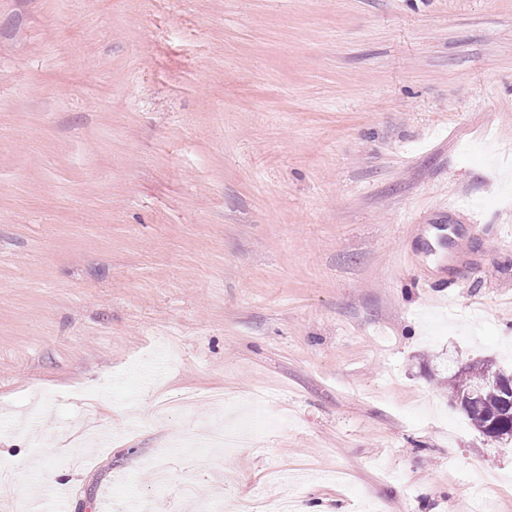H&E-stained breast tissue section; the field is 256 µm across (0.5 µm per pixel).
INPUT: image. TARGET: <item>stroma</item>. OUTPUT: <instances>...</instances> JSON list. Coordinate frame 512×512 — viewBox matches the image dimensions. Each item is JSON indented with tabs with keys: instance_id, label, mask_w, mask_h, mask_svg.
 Instances as JSON below:
<instances>
[{
	"instance_id": "obj_1",
	"label": "stroma",
	"mask_w": 512,
	"mask_h": 512,
	"mask_svg": "<svg viewBox=\"0 0 512 512\" xmlns=\"http://www.w3.org/2000/svg\"><path fill=\"white\" fill-rule=\"evenodd\" d=\"M451 352L512 368V0H0V506L512 512ZM432 236L438 246L448 249V261L439 264L443 271L448 270V265L458 261L461 255V231L455 224H428Z\"/></svg>"
}]
</instances>
